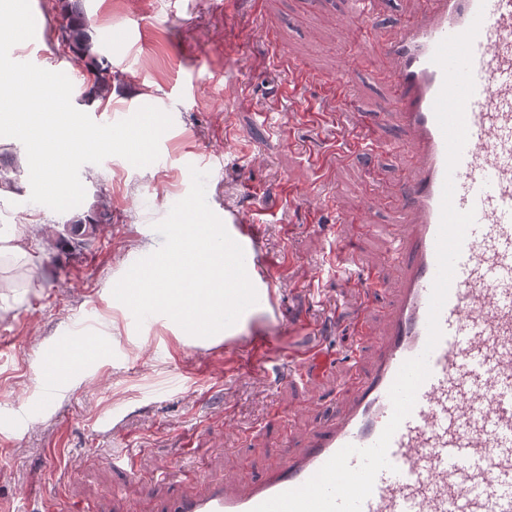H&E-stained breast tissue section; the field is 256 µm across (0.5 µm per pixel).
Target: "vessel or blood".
I'll list each match as a JSON object with an SVG mask.
<instances>
[{"label": "vessel or blood", "instance_id": "b4317fda", "mask_svg": "<svg viewBox=\"0 0 512 512\" xmlns=\"http://www.w3.org/2000/svg\"><path fill=\"white\" fill-rule=\"evenodd\" d=\"M482 16L473 43L475 91L466 106L468 140L454 172V205L475 209L449 295L440 313L443 336L430 353L431 374L411 413L394 434L388 458L362 512H512V0H421L419 13L401 19L397 37L379 44L394 63L386 111L397 114L417 159L397 202L406 223L392 257L401 269L397 295L379 339L356 322V346L371 345L372 364L336 397V417L301 449L285 447L279 466L257 482L236 485L211 478L204 490L170 498L164 512H252L264 501L311 478L348 444L372 445L389 421V389L404 361L424 351L436 237L446 171V144L433 103L443 72L433 63L436 45ZM263 40L288 65V94L312 79L274 30ZM325 89L344 116L349 141L377 126L380 115L349 113L343 77ZM258 219L227 223L256 262ZM315 349L291 363L293 373L318 374L330 362Z\"/></svg>", "mask_w": 512, "mask_h": 512}]
</instances>
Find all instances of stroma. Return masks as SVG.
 Instances as JSON below:
<instances>
[{"label":"stroma","instance_id":"obj_1","mask_svg":"<svg viewBox=\"0 0 512 512\" xmlns=\"http://www.w3.org/2000/svg\"><path fill=\"white\" fill-rule=\"evenodd\" d=\"M90 30L122 79L108 104L93 106L86 79H73L75 108L113 121L151 105L169 113L172 127L159 142L158 159L145 167L119 156L80 171L86 203L105 197L111 211L94 242L80 251L58 248L54 233L73 211L57 213L31 202L28 170L18 190L0 195V225L29 224L36 258L28 278L0 290V502L11 512H162L167 498L195 493L207 477L257 480L273 470L286 441L302 444L321 429L347 379L338 357L365 316L381 331L400 271L387 255L401 225L392 207L414 158L402 153L380 168L365 151H350L332 108L306 116L307 101L323 99L321 80L344 74L356 108L379 111L392 73L376 45L394 37L418 0H374L372 31L362 57L342 53L358 32L347 0H82ZM35 38L15 48L16 59L60 71L67 56L58 43V0H31ZM277 31L291 58L305 62L313 80L300 101L281 97L285 68L269 57L261 26ZM207 163L210 207L219 217H248L255 201L267 211L261 257L284 260L271 270V316L244 312L243 336L273 337L284 355L319 343L336 355L317 379L299 381L270 371L261 357L236 371L223 342L188 335L170 318L148 329L127 320L112 295L114 284L163 238V220L188 189L186 164ZM329 168L327 204L311 190ZM385 284L367 303L361 289L341 278H317L335 246ZM95 336L100 346L80 354L59 396H45L35 362L57 373L62 346ZM34 415L27 430L12 431L16 408ZM123 453L134 475L105 459Z\"/></svg>","mask_w":512,"mask_h":512}]
</instances>
